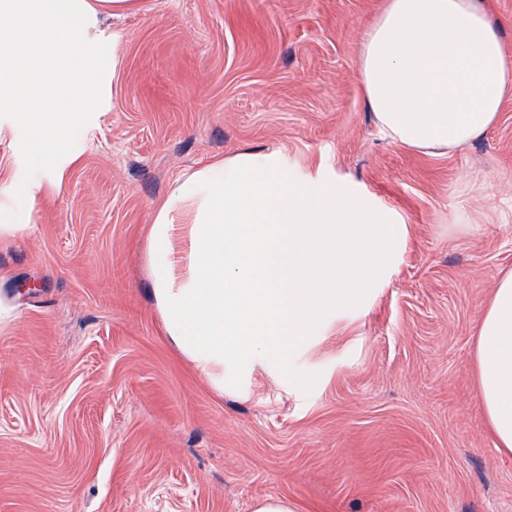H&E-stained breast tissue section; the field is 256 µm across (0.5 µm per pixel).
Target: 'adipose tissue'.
<instances>
[{
  "label": "adipose tissue",
  "instance_id": "obj_1",
  "mask_svg": "<svg viewBox=\"0 0 512 512\" xmlns=\"http://www.w3.org/2000/svg\"><path fill=\"white\" fill-rule=\"evenodd\" d=\"M136 0H0V110L31 130L36 157L62 148L91 109L95 71L80 37ZM367 108L393 143L445 155L482 139L512 95V66L482 0H385L357 56ZM41 111H29L31 96ZM409 227L356 183L297 176L252 150L177 181L149 233L166 336L219 390L257 363L303 350L319 328L385 287ZM474 379L497 452L512 457V270L476 328Z\"/></svg>",
  "mask_w": 512,
  "mask_h": 512
}]
</instances>
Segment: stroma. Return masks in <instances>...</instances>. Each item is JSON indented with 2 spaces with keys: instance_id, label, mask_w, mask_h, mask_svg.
<instances>
[{
  "instance_id": "1",
  "label": "stroma",
  "mask_w": 512,
  "mask_h": 512,
  "mask_svg": "<svg viewBox=\"0 0 512 512\" xmlns=\"http://www.w3.org/2000/svg\"><path fill=\"white\" fill-rule=\"evenodd\" d=\"M382 3L138 0L83 36L103 66L63 149L35 159L0 111V512H512L473 381L512 267V97L445 156L385 138L356 65ZM248 149L358 183L410 237L369 306L235 395L164 336L147 244L179 179Z\"/></svg>"
}]
</instances>
